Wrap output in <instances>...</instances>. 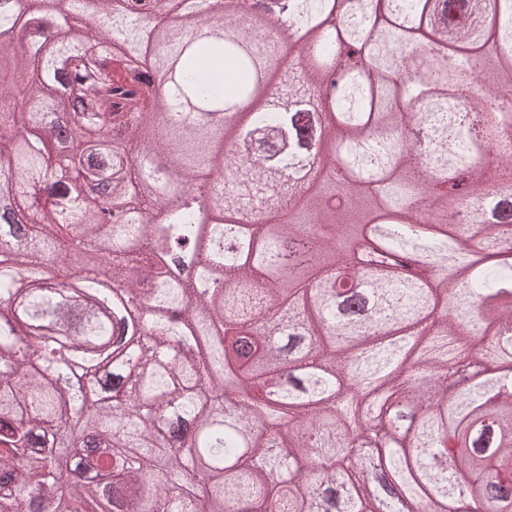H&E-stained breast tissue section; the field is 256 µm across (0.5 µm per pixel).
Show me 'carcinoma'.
Listing matches in <instances>:
<instances>
[{"instance_id": "carcinoma-1", "label": "carcinoma", "mask_w": 512, "mask_h": 512, "mask_svg": "<svg viewBox=\"0 0 512 512\" xmlns=\"http://www.w3.org/2000/svg\"><path fill=\"white\" fill-rule=\"evenodd\" d=\"M33 2L0 0V512H512V0H288L273 34L237 0L224 38L193 0ZM428 47L489 59L478 95L402 78ZM309 146L321 176L278 180Z\"/></svg>"}]
</instances>
